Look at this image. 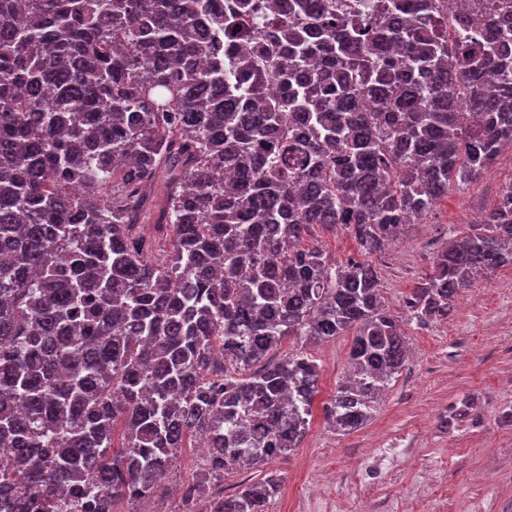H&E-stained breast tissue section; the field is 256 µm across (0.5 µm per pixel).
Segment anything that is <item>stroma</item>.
Returning <instances> with one entry per match:
<instances>
[{
  "label": "stroma",
  "mask_w": 512,
  "mask_h": 512,
  "mask_svg": "<svg viewBox=\"0 0 512 512\" xmlns=\"http://www.w3.org/2000/svg\"><path fill=\"white\" fill-rule=\"evenodd\" d=\"M512 181V154L493 171L449 191L388 251L372 255L389 310L402 317L410 360L371 420L349 433L325 423L322 406L347 368L351 335L312 346L291 339L321 368L310 429L300 448L277 458L281 492L269 512H512V268L479 278L448 320L418 327L403 299L432 267L452 229L485 212ZM473 411L452 427L451 406Z\"/></svg>",
  "instance_id": "35a3bbf8"
}]
</instances>
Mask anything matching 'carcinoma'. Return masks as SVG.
<instances>
[{
  "instance_id": "1",
  "label": "carcinoma",
  "mask_w": 512,
  "mask_h": 512,
  "mask_svg": "<svg viewBox=\"0 0 512 512\" xmlns=\"http://www.w3.org/2000/svg\"><path fill=\"white\" fill-rule=\"evenodd\" d=\"M266 2L0 0V512H118L199 434L209 465L175 512H268L267 465L300 447L321 376L280 347L354 331L323 406L343 434L402 372L376 269L303 242L341 227L380 253L491 172L512 148V16ZM511 266L512 182L407 316L444 321Z\"/></svg>"
}]
</instances>
